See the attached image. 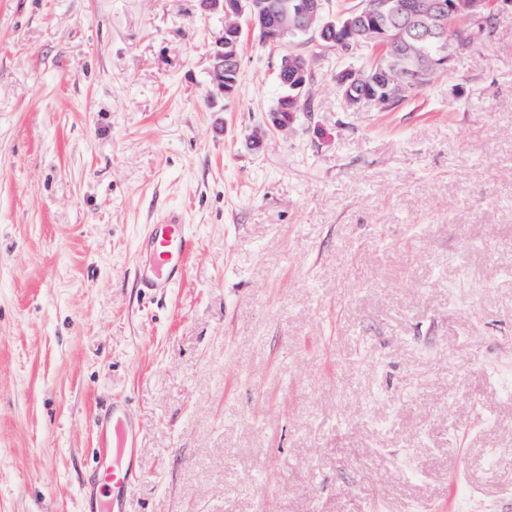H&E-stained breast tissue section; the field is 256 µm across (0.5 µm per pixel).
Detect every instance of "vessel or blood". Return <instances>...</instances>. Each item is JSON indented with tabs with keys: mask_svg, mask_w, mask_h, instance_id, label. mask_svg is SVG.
Wrapping results in <instances>:
<instances>
[{
	"mask_svg": "<svg viewBox=\"0 0 512 512\" xmlns=\"http://www.w3.org/2000/svg\"><path fill=\"white\" fill-rule=\"evenodd\" d=\"M194 245L178 212H168L160 223L151 225L141 244L153 259L145 288L171 287L182 276ZM93 428L96 448L81 489L86 512H128L130 491L139 473L129 418L123 407L115 404L95 415Z\"/></svg>",
	"mask_w": 512,
	"mask_h": 512,
	"instance_id": "obj_1",
	"label": "vessel or blood"
}]
</instances>
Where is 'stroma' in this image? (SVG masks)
I'll return each mask as SVG.
<instances>
[{"mask_svg": "<svg viewBox=\"0 0 512 512\" xmlns=\"http://www.w3.org/2000/svg\"><path fill=\"white\" fill-rule=\"evenodd\" d=\"M199 0H0V512H83L124 404L130 512H512V8L389 112L372 50ZM311 79L287 130L283 55ZM179 210L184 279L139 294ZM224 40L227 42L228 34L224 31V37L217 43L216 49L210 59L209 73L211 83L224 92V89H232V94L238 86V69H228L224 73V65L234 61L237 57L234 49H228L230 46H224ZM227 48V51H224Z\"/></svg>", "mask_w": 512, "mask_h": 512, "instance_id": "1", "label": "stroma"}]
</instances>
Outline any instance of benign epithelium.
Masks as SVG:
<instances>
[{
  "instance_id": "1",
  "label": "benign epithelium",
  "mask_w": 512,
  "mask_h": 512,
  "mask_svg": "<svg viewBox=\"0 0 512 512\" xmlns=\"http://www.w3.org/2000/svg\"><path fill=\"white\" fill-rule=\"evenodd\" d=\"M512 3V0H452L446 4L442 0H420L415 13L410 16L403 28L395 30L388 23L392 13V0H376L374 10L369 11L359 4L347 13L342 25L325 18L324 0H283L273 13L262 11L261 0H233L229 5L224 0H201L203 9L209 12L232 14L236 17L231 31L240 32L244 28H258L265 34L269 31L281 36L287 32L314 30L322 42L339 50H347L358 44H372L377 54L389 51L392 60L387 63L376 61L373 64L337 75L336 81L343 90L347 107L359 111L368 105L382 108L403 102L415 89L426 84L433 75L448 68L453 54L459 49L474 45L478 38H488L481 32L485 13ZM448 9V23H453L455 14L464 10L473 20V28L460 34L448 33L441 28L432 29L427 20ZM423 39L438 44L430 57V65L409 53L410 43ZM236 59V51L224 50V41H219L210 59L211 83L224 90V65ZM375 85L378 90L365 93L364 89ZM306 87L304 72L295 71L285 88L291 90L279 99L273 110V125L287 129L288 122L278 120L280 112L300 111V100Z\"/></svg>"
}]
</instances>
